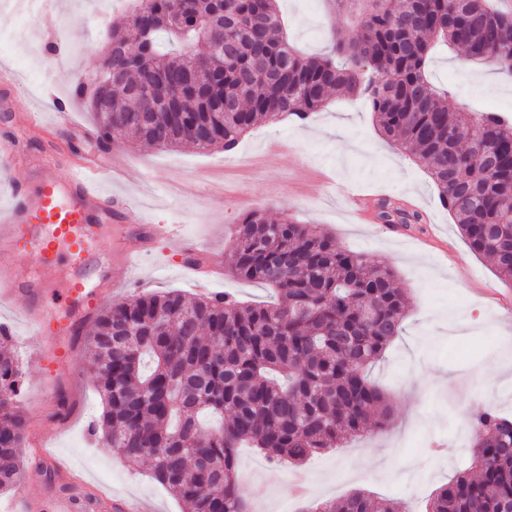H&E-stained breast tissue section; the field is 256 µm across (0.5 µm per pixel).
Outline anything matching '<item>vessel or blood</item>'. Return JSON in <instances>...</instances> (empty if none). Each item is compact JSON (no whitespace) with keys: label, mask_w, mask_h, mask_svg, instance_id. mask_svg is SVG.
Listing matches in <instances>:
<instances>
[{"label":"vessel or blood","mask_w":512,"mask_h":512,"mask_svg":"<svg viewBox=\"0 0 512 512\" xmlns=\"http://www.w3.org/2000/svg\"><path fill=\"white\" fill-rule=\"evenodd\" d=\"M112 177V165L98 156H85L73 167L67 180L45 175L35 179L32 187H13L7 209L0 210V248L32 259L44 268H52L59 244H66L74 266H82L91 253V245L102 231H109L115 248H122L127 227V206L122 200L106 195L102 182ZM47 278L38 284L20 281L11 271L0 272V295L29 296L24 312L28 330L47 334L50 343L42 358L44 364L64 368L77 336L97 312L100 301L112 291L111 280L100 288L89 287L82 277H74L66 297L70 314L40 308Z\"/></svg>","instance_id":"b4317fda"}]
</instances>
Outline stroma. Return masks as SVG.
<instances>
[{
  "label": "stroma",
  "instance_id": "35a3bbf8",
  "mask_svg": "<svg viewBox=\"0 0 512 512\" xmlns=\"http://www.w3.org/2000/svg\"><path fill=\"white\" fill-rule=\"evenodd\" d=\"M84 2L58 0L62 14L73 21L67 33L80 47L69 61V72L20 44H0V133L16 134L19 151L16 160L0 167V207L10 202L14 183L31 182L34 167L46 155L57 156L53 174L63 179L74 151L80 150L118 165L119 176L104 190L126 202L128 224L164 220L179 225L181 235L200 242L217 264H224L243 215L262 209L319 225L340 246L389 265L408 305L400 336L372 368L371 377L389 392L391 426L384 432L368 428L345 447L315 454L300 470L308 486L303 499L291 490V472L273 469L254 449H240L239 492L253 512H303L355 489L425 512L431 493L469 463L472 415L489 406L512 419V374L502 372L512 364V335L499 330L504 316H512V285L498 278L490 259L472 252L453 215L441 206L428 174L382 136L369 105L356 97H332L301 125L287 118L260 121L231 154L217 147L166 149L125 140L101 149L97 139L86 136L93 128L91 112L80 101L73 102L74 129L48 125L40 135H29L26 121L33 107L48 112L57 102L69 101L76 80L98 69L112 20L84 11ZM278 10L289 42L309 55L325 53L331 34L346 41L358 34L357 26L339 17L327 0H278ZM429 75L452 91L451 110L512 111V78L462 51H438ZM355 194L419 210L426 222L392 234L376 216L354 218L349 199ZM184 262L171 242L135 253L129 272L140 282L116 289L110 303L168 289L198 297ZM13 341L24 372L21 411L27 421L21 478L31 500L100 489L136 500L146 512H185L154 480L148 462L128 465L95 435L103 403L90 380L86 337H79L71 352L68 371L78 374L73 383L68 372L38 363L45 337L18 324ZM53 384L61 388V402L73 408L63 427L54 408L43 406L37 396L40 388ZM39 440L46 441L53 455L75 463V490L45 477L34 447Z\"/></svg>",
  "mask_w": 512,
  "mask_h": 512
}]
</instances>
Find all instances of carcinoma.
Instances as JSON below:
<instances>
[{
	"label": "carcinoma",
	"mask_w": 512,
	"mask_h": 512,
	"mask_svg": "<svg viewBox=\"0 0 512 512\" xmlns=\"http://www.w3.org/2000/svg\"><path fill=\"white\" fill-rule=\"evenodd\" d=\"M360 34L304 56L284 38L276 0H147L112 26L110 111L94 112L99 140L123 135L159 147L233 150L265 118L303 122L329 97L368 100L380 131L430 175L471 250L512 283V114L452 112L432 84L438 46L462 49L512 77V0H333ZM224 42L186 56L188 41ZM95 108L101 88L79 80ZM386 224H420L382 198ZM225 274L273 288L271 304L229 294L195 300L177 290L139 294L89 329L93 382L103 397V441L189 512H249L237 451L260 449L299 465L321 449L392 422L385 389L368 378L400 334L407 295L382 263L347 250L314 224L264 210L238 225ZM22 369L0 333V492L17 483L26 434ZM471 467L435 491L426 512H512V420L471 417ZM309 512H406L354 490Z\"/></svg>",
	"instance_id": "carcinoma-1"
}]
</instances>
